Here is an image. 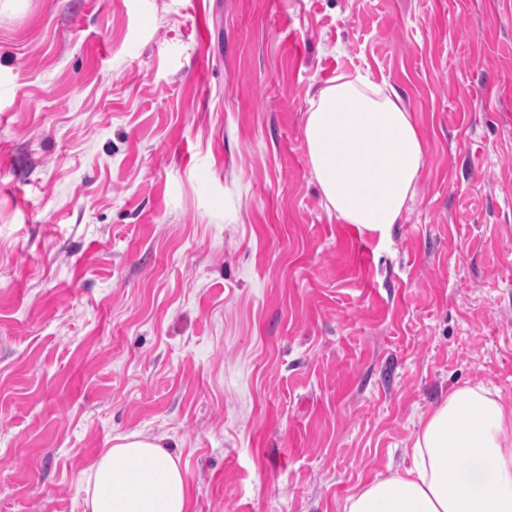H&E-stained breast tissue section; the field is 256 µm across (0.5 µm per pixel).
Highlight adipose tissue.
Instances as JSON below:
<instances>
[{"label":"adipose tissue","instance_id":"obj_1","mask_svg":"<svg viewBox=\"0 0 512 512\" xmlns=\"http://www.w3.org/2000/svg\"><path fill=\"white\" fill-rule=\"evenodd\" d=\"M311 175L341 223L383 229L418 194L425 137L401 97L361 71L341 72L310 102ZM404 472L349 496L344 512H512V401L454 390L421 423ZM84 512H189L185 479L162 439L117 437L84 471Z\"/></svg>","mask_w":512,"mask_h":512}]
</instances>
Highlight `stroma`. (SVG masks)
<instances>
[{
  "label": "stroma",
  "instance_id": "stroma-1",
  "mask_svg": "<svg viewBox=\"0 0 512 512\" xmlns=\"http://www.w3.org/2000/svg\"><path fill=\"white\" fill-rule=\"evenodd\" d=\"M357 68L427 142L378 231L305 150ZM465 386L512 400V0H0V512L131 432L190 512H343Z\"/></svg>",
  "mask_w": 512,
  "mask_h": 512
}]
</instances>
